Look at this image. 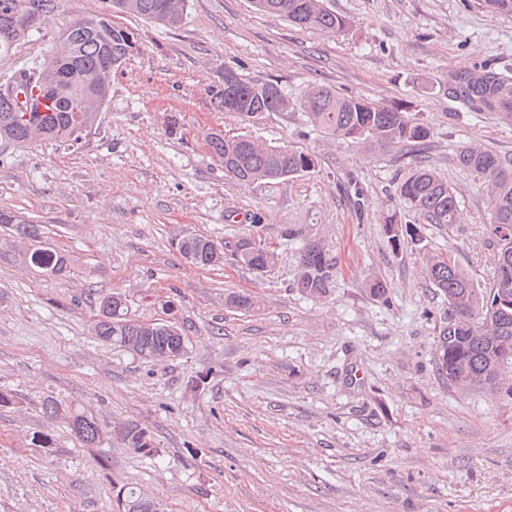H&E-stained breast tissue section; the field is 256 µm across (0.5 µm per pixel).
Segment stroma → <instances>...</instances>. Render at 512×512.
Returning <instances> with one entry per match:
<instances>
[{"label": "stroma", "mask_w": 512, "mask_h": 512, "mask_svg": "<svg viewBox=\"0 0 512 512\" xmlns=\"http://www.w3.org/2000/svg\"><path fill=\"white\" fill-rule=\"evenodd\" d=\"M326 5L346 32L301 28L250 0H189L172 30L123 16L141 50L113 75L82 146L0 142V209L36 221L42 246L70 260L62 276L27 266L0 227V512H119L131 490L158 512H512V366L497 389L449 387L435 350L445 305L422 271L429 253L475 281L492 276L485 191L456 156L480 146L512 161V123L469 111L448 76L488 63L512 76V16L480 0ZM106 7L58 0L49 24L0 55V76L53 54L62 24ZM227 66L292 96L320 85L403 106L429 127L427 147L330 141L299 110L243 128L210 105ZM214 128L249 130L317 167L242 185L210 156ZM420 164L457 188L459 220L394 247L384 222L414 221L399 186ZM187 235H251L276 263L261 275L229 260L201 269L177 248ZM311 239L338 257L319 299L293 286ZM375 278L386 297L367 292ZM111 293L134 318L182 329L185 354L159 364L102 341L98 299ZM232 294L255 307H229ZM49 398L92 415L100 441L49 417ZM132 421L156 454L126 447L118 429Z\"/></svg>", "instance_id": "obj_1"}]
</instances>
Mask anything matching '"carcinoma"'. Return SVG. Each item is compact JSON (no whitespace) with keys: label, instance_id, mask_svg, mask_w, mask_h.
I'll return each mask as SVG.
<instances>
[{"label":"carcinoma","instance_id":"cac0c4a2","mask_svg":"<svg viewBox=\"0 0 512 512\" xmlns=\"http://www.w3.org/2000/svg\"><path fill=\"white\" fill-rule=\"evenodd\" d=\"M252 3L260 12L301 27L329 34H339L348 27V20L329 10L325 0ZM187 6L188 0H109L110 10L65 23L59 34L60 50L44 60L43 76L33 81L49 105L42 112H17L13 102L0 96V140L20 145L42 141L70 147L81 144L98 124L99 112L109 100L112 74L140 50L137 36L116 21L117 15H133L176 28L183 23ZM55 8L56 0H0V54L10 52L27 36L17 26L34 30ZM450 78L458 81L453 94L463 104L512 121V77L486 65L479 73H455ZM209 96L215 111L230 112L244 125L250 124L251 113L262 109L267 113L299 109L313 126L336 141L355 139L379 147L399 144L413 148L430 138L429 128L399 107L345 97L326 87L312 86L294 98L274 81L258 82L240 74L226 83L221 72ZM206 142L224 171L245 184L285 181L316 167L312 155L286 145L266 144L248 132L230 136L220 129L211 130ZM457 164L472 172L486 188L494 266L490 282L482 287L452 257L435 254L426 258L425 277L447 304L435 340L437 365L444 378L467 382L483 375L492 383L502 366L512 364V172L495 153L481 147L460 152ZM400 196L426 224L456 223L458 192L433 169L417 168L401 185ZM385 224L388 242L395 247L405 237L414 243L422 241L415 224L399 225L392 218ZM0 225L29 241L23 254L27 265L54 275L68 268L64 254L39 245L40 229L35 222L0 210ZM216 245L222 247L224 243L202 235L188 236L181 241L179 251L190 264L206 268L215 265ZM230 252L235 263L252 271L266 272L275 264V253L250 236L238 239ZM337 267V257L325 244L309 241L300 249L295 288L308 297L322 298L333 284ZM99 312L96 334L114 347L148 360L163 352L174 360L185 352L186 338L177 327L133 318L120 294L102 297ZM45 411L67 422L87 444L102 436L98 422L76 407L48 399ZM120 436L136 454L155 451L152 436L136 423L125 424ZM124 512H155V505L131 490Z\"/></svg>","mask_w":512,"mask_h":512}]
</instances>
